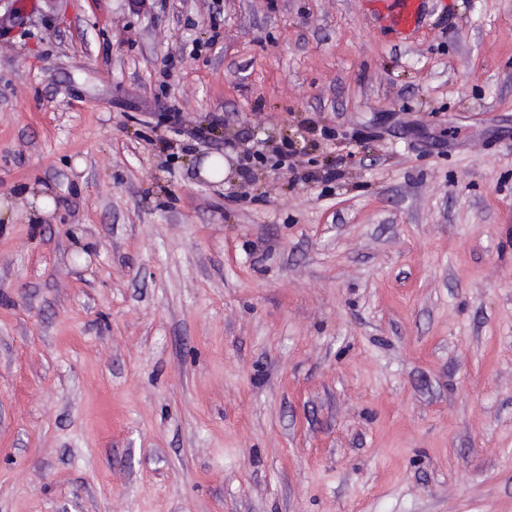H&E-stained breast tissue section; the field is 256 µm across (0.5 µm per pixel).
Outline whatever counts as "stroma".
Instances as JSON below:
<instances>
[{
  "label": "stroma",
  "mask_w": 512,
  "mask_h": 512,
  "mask_svg": "<svg viewBox=\"0 0 512 512\" xmlns=\"http://www.w3.org/2000/svg\"><path fill=\"white\" fill-rule=\"evenodd\" d=\"M20 2L0 512H512V0ZM377 17L401 38L409 39L424 19L427 0H377Z\"/></svg>",
  "instance_id": "1"
}]
</instances>
